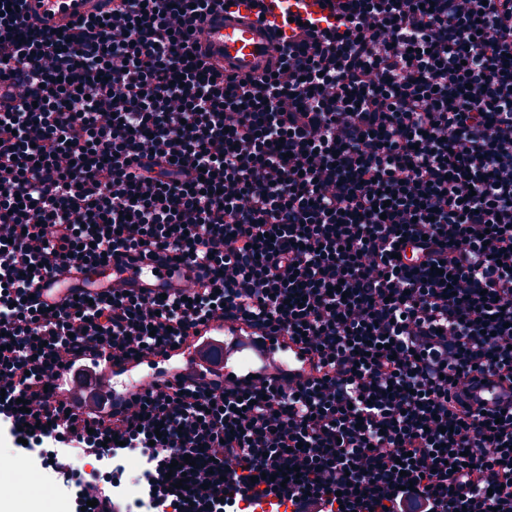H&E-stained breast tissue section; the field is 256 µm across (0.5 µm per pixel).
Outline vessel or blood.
Here are the masks:
<instances>
[{"mask_svg":"<svg viewBox=\"0 0 512 512\" xmlns=\"http://www.w3.org/2000/svg\"><path fill=\"white\" fill-rule=\"evenodd\" d=\"M103 5L104 0H27L26 3L29 14L50 29L67 28L80 16L96 12ZM198 37L211 61L220 64L228 74H256L266 66L273 53L270 33L252 24L244 12L217 14L202 24ZM169 285L170 280L166 271L161 270L159 261L146 256L113 264L112 268L89 277L66 270L53 278L35 282L34 287L45 301L52 295L64 296L73 288H166ZM208 332L224 341L225 384L248 383L259 360L274 362L292 377L304 374L307 369V361L300 351L284 349L272 339L257 341L243 336L237 326L224 323L211 324ZM159 363L156 357L147 359L142 365H118L101 359L95 368L102 388L111 393L113 400L123 401L146 385L144 367L153 368Z\"/></svg>","mask_w":512,"mask_h":512,"instance_id":"vessel-or-blood-1","label":"vessel or blood"}]
</instances>
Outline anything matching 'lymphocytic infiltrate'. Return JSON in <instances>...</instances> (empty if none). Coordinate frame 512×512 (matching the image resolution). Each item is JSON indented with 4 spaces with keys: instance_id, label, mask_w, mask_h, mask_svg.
<instances>
[{
    "instance_id": "lymphocytic-infiltrate-1",
    "label": "lymphocytic infiltrate",
    "mask_w": 512,
    "mask_h": 512,
    "mask_svg": "<svg viewBox=\"0 0 512 512\" xmlns=\"http://www.w3.org/2000/svg\"><path fill=\"white\" fill-rule=\"evenodd\" d=\"M26 2L0 0V424L83 461L77 507L124 512L102 459L132 455L147 512H512V403L469 394L512 387V0H250L276 35L255 78L198 57L239 0H112L68 30ZM136 252L195 277L30 298ZM214 322L306 375L123 404L90 383L85 414L59 383L102 348L218 361Z\"/></svg>"
}]
</instances>
